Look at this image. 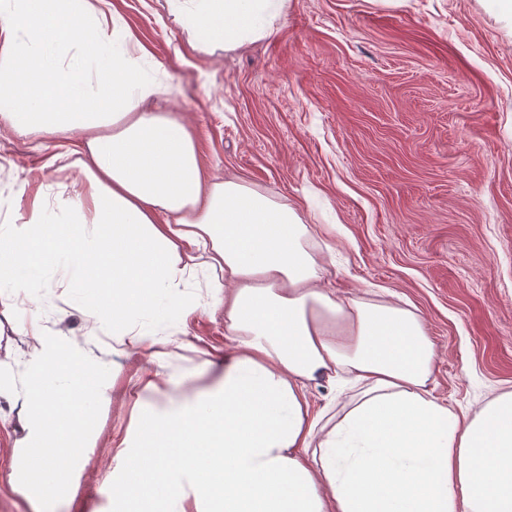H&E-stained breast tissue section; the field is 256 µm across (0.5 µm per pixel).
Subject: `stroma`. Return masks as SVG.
I'll return each mask as SVG.
<instances>
[{
	"label": "stroma",
	"instance_id": "stroma-1",
	"mask_svg": "<svg viewBox=\"0 0 512 512\" xmlns=\"http://www.w3.org/2000/svg\"><path fill=\"white\" fill-rule=\"evenodd\" d=\"M150 77L148 103L190 130L204 178L234 177L295 209L323 246L337 296L367 290L412 310L436 350L427 384L477 412L512 387V21L495 0H288L270 35L235 51L195 49L166 0H111ZM67 134L20 135L0 118V225L34 200L63 212L83 176ZM49 331L81 335L62 289L36 288ZM0 318V369L26 372L29 337ZM175 350L184 386L224 354L223 311H200ZM129 421L104 405L83 483L60 512H113L112 438ZM17 433L0 426V512H29L10 480Z\"/></svg>",
	"mask_w": 512,
	"mask_h": 512
}]
</instances>
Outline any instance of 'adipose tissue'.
<instances>
[{
  "label": "adipose tissue",
  "instance_id": "ef3b65f1",
  "mask_svg": "<svg viewBox=\"0 0 512 512\" xmlns=\"http://www.w3.org/2000/svg\"><path fill=\"white\" fill-rule=\"evenodd\" d=\"M197 49L266 37L286 0H167ZM107 0H0V117L18 134L69 133L85 173L67 220L35 205L0 225V284L14 300L64 289L89 313L81 337L47 333L39 310L21 385L0 379V420L23 437L10 482L32 512L75 496L110 390L91 345L155 366L112 441L117 512H512V389L466 416L426 388L436 357L422 322L324 288L318 245L295 210L233 179H203L181 122L145 111L169 96L147 77ZM209 274L224 310V369L165 403L159 373L201 308ZM356 387L315 409L309 383Z\"/></svg>",
  "mask_w": 512,
  "mask_h": 512
}]
</instances>
